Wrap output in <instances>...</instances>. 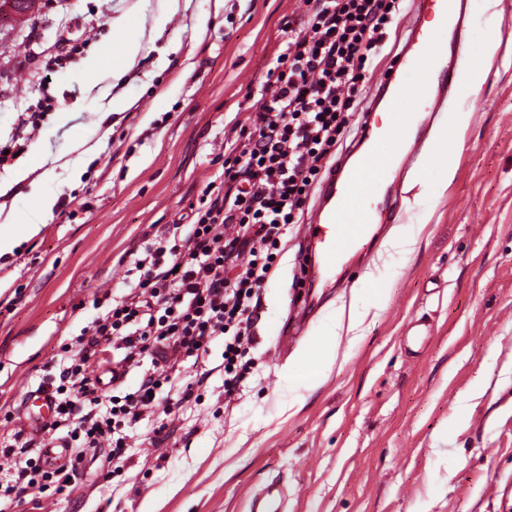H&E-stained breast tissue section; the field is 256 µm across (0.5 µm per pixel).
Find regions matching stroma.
I'll use <instances>...</instances> for the list:
<instances>
[{
	"label": "stroma",
	"instance_id": "obj_1",
	"mask_svg": "<svg viewBox=\"0 0 512 512\" xmlns=\"http://www.w3.org/2000/svg\"><path fill=\"white\" fill-rule=\"evenodd\" d=\"M304 8L44 0L25 26L0 15V146L25 145L0 168V233L55 200L0 255V448L20 427L53 445L31 392L59 376L105 297L137 282L143 231H163L223 170L224 139ZM66 40L75 53L44 72ZM460 66L464 88L430 128L447 164L418 159L399 184L404 220L344 255L313 310L288 227L233 398L219 338L180 374L200 402L173 407L162 441L157 417L128 428L120 476L104 479L105 446L65 491L5 494L0 512H245L272 484L284 512H512V0H472ZM418 320L431 329L420 346L406 340Z\"/></svg>",
	"mask_w": 512,
	"mask_h": 512
}]
</instances>
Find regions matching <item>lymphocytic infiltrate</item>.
Segmentation results:
<instances>
[{
	"instance_id": "obj_1",
	"label": "lymphocytic infiltrate",
	"mask_w": 512,
	"mask_h": 512,
	"mask_svg": "<svg viewBox=\"0 0 512 512\" xmlns=\"http://www.w3.org/2000/svg\"><path fill=\"white\" fill-rule=\"evenodd\" d=\"M305 13L288 20L282 50L266 72L256 109L237 136L226 139L224 171L209 181L200 206L155 236L134 261L131 291L95 320L78 359L62 368L51 390L61 434L78 461L112 446V470L126 453L123 426L189 401L192 389L171 394L172 372L224 341V395L234 396L250 367L262 289L276 270L288 225L299 223L312 187L336 156L339 136L369 81V55L378 53L402 0H304ZM121 350L123 365H143L134 391L102 399L88 363L101 345ZM0 455L25 458L26 475L41 488L62 491L76 466L48 467L22 432Z\"/></svg>"
}]
</instances>
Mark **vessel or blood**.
Wrapping results in <instances>:
<instances>
[{
    "mask_svg": "<svg viewBox=\"0 0 512 512\" xmlns=\"http://www.w3.org/2000/svg\"><path fill=\"white\" fill-rule=\"evenodd\" d=\"M467 0H410L411 25L398 63L381 76L366 109L360 128L359 142L365 147L358 157H344L333 163L324 180L315 209L303 237L318 248L321 262L314 277L329 278L336 269L337 258L347 250L366 241L373 224L395 223L399 215L398 202L375 208L373 199L389 177L391 157L377 155L369 149L370 141L382 136L383 130L374 114L386 112L394 122V138L410 142L404 162L414 165L418 159L421 134L412 120L430 107L429 91L438 96L455 95L463 78L453 56L444 52L437 40V31L451 28L454 36L465 30ZM437 24L429 26L426 16ZM283 492L268 486L252 499L249 512H282Z\"/></svg>",
    "mask_w": 512,
    "mask_h": 512,
    "instance_id": "1",
    "label": "vessel or blood"
}]
</instances>
